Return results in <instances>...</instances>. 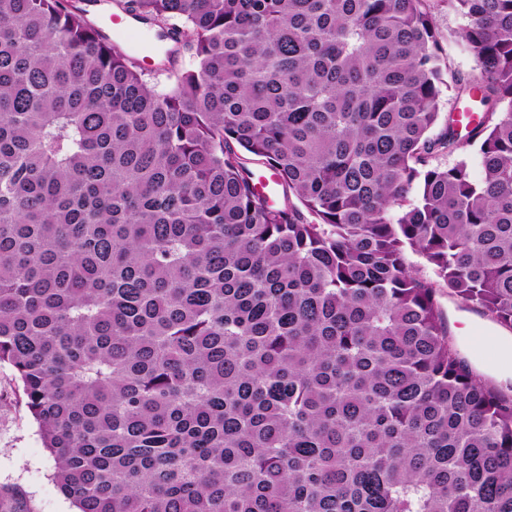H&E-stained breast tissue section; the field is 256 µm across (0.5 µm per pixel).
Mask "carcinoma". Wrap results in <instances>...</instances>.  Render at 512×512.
Returning <instances> with one entry per match:
<instances>
[{
  "mask_svg": "<svg viewBox=\"0 0 512 512\" xmlns=\"http://www.w3.org/2000/svg\"><path fill=\"white\" fill-rule=\"evenodd\" d=\"M425 2L125 0L187 28L160 90L0 0V367L78 512H512V392L440 303L512 330V0H448L467 74ZM447 1L428 0L426 8L431 15L437 33L441 37L442 66L449 64L453 69L466 73L471 71L475 65L474 55L471 51L463 50L456 42L454 35L461 25V19L452 10L448 9ZM187 38L182 34L181 39L179 41V53L178 57L180 58V62L175 67H170L169 70H164L162 68V61L165 59L163 54L151 55L150 58H140L139 60H133L137 65L141 66V68H145L148 70L155 71L157 80L161 83L160 88L170 85V82L167 80V76L170 72L180 71L184 69H189L194 66L196 60L194 57V51L191 47L186 43ZM248 166L251 167L257 174L270 172L260 165L258 161L248 160ZM256 190L265 195L269 201H273L277 196V181L275 176L270 172L269 175H261L255 181Z\"/></svg>",
  "mask_w": 512,
  "mask_h": 512,
  "instance_id": "cac0c4a2",
  "label": "carcinoma"
}]
</instances>
